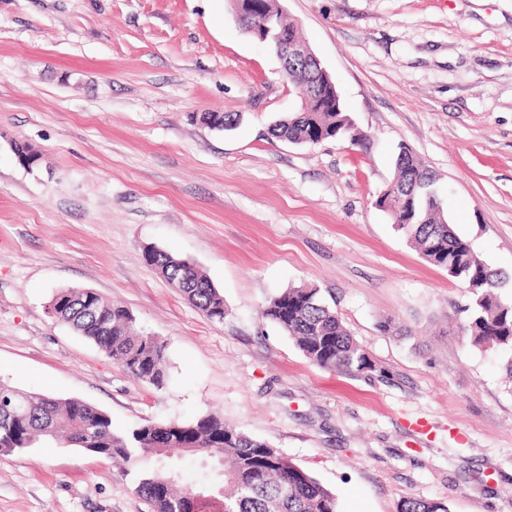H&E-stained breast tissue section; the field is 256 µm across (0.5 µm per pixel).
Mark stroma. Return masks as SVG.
Masks as SVG:
<instances>
[{
  "instance_id": "35a3bbf8",
  "label": "stroma",
  "mask_w": 512,
  "mask_h": 512,
  "mask_svg": "<svg viewBox=\"0 0 512 512\" xmlns=\"http://www.w3.org/2000/svg\"><path fill=\"white\" fill-rule=\"evenodd\" d=\"M368 147L272 137L298 86L228 0H0V382L118 426L215 413L336 493L340 512H512V354L461 333L470 296L375 205L399 146L512 275V0H284ZM206 112H236L217 130ZM39 151L23 165L15 147ZM203 270L207 319L144 253ZM311 283L373 378L313 366L261 315ZM89 288L168 344L163 389L49 310ZM389 331H382V323ZM0 512H151L112 460L64 444L0 455Z\"/></svg>"
}]
</instances>
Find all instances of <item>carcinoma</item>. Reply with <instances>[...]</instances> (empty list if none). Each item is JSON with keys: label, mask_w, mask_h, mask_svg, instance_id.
<instances>
[{"label": "carcinoma", "mask_w": 512, "mask_h": 512, "mask_svg": "<svg viewBox=\"0 0 512 512\" xmlns=\"http://www.w3.org/2000/svg\"><path fill=\"white\" fill-rule=\"evenodd\" d=\"M261 20L300 44L297 28L266 0ZM300 88L330 93L331 105L313 99L304 112H292L270 128L272 137L296 145L338 138L352 127L340 95L315 68L297 71ZM237 112H206L200 119L229 130ZM435 177L405 145H399L394 181L376 200L398 230L429 263L464 282L470 294L463 334L472 345L512 350V298L502 294L505 278L491 271L467 239L455 233L434 189ZM146 262L177 288L208 319L221 323L224 296L189 261L149 249ZM49 307L55 318L86 338L125 371L157 388L168 377L167 343L146 334L119 304L104 301L90 288H59ZM262 315L292 338L313 365L346 375L376 371L375 364L345 329L339 315L313 285L290 286L270 297ZM0 448H29L40 440H60L91 454L120 460L129 468L136 491L152 512H338L336 493L294 465L279 449L223 418L202 415L191 422H151L119 428L112 417L84 400L28 394L0 384ZM398 512H449L445 503L406 498Z\"/></svg>", "instance_id": "cac0c4a2"}]
</instances>
